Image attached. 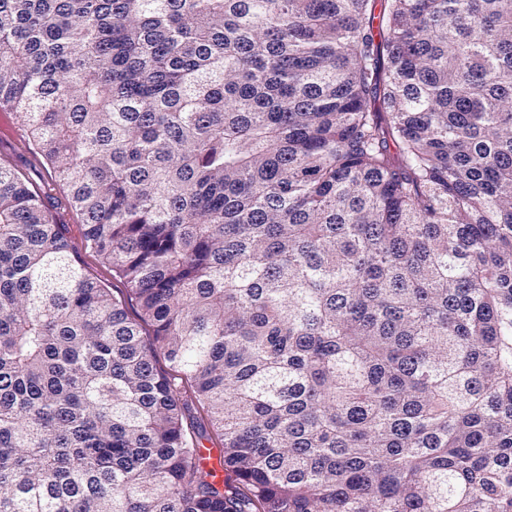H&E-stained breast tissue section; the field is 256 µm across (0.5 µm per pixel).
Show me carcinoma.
<instances>
[{
	"label": "carcinoma",
	"instance_id": "carcinoma-1",
	"mask_svg": "<svg viewBox=\"0 0 512 512\" xmlns=\"http://www.w3.org/2000/svg\"><path fill=\"white\" fill-rule=\"evenodd\" d=\"M3 107L124 287L0 162V512H512V0H0Z\"/></svg>",
	"mask_w": 512,
	"mask_h": 512
}]
</instances>
